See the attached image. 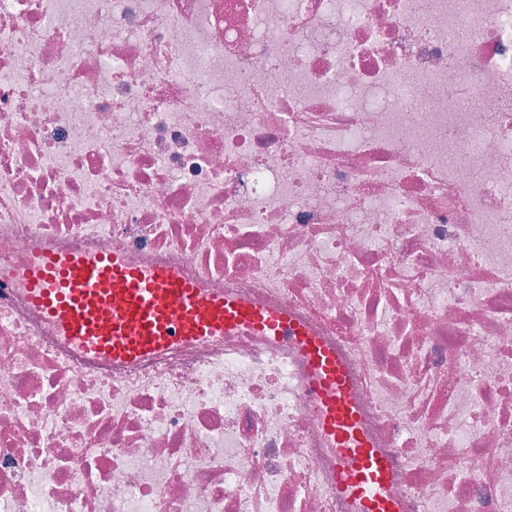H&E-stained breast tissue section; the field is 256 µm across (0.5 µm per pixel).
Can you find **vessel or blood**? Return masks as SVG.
<instances>
[{
  "label": "vessel or blood",
  "instance_id": "1",
  "mask_svg": "<svg viewBox=\"0 0 512 512\" xmlns=\"http://www.w3.org/2000/svg\"><path fill=\"white\" fill-rule=\"evenodd\" d=\"M24 279L30 300L63 336L85 353L115 361L133 362L179 342L230 332L290 339L306 357L310 391L337 447V488L358 500L361 512H398L388 492L390 464L362 433L345 367L286 312L203 294L175 270L134 267L110 253L42 250Z\"/></svg>",
  "mask_w": 512,
  "mask_h": 512
}]
</instances>
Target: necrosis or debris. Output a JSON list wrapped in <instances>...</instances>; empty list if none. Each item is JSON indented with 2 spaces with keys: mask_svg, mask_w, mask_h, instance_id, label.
<instances>
[{
  "mask_svg": "<svg viewBox=\"0 0 512 512\" xmlns=\"http://www.w3.org/2000/svg\"><path fill=\"white\" fill-rule=\"evenodd\" d=\"M39 247L287 311L399 512H512V0H0V512H360L295 344L84 355Z\"/></svg>",
  "mask_w": 512,
  "mask_h": 512,
  "instance_id": "necrosis-or-debris-1",
  "label": "necrosis or debris"
}]
</instances>
